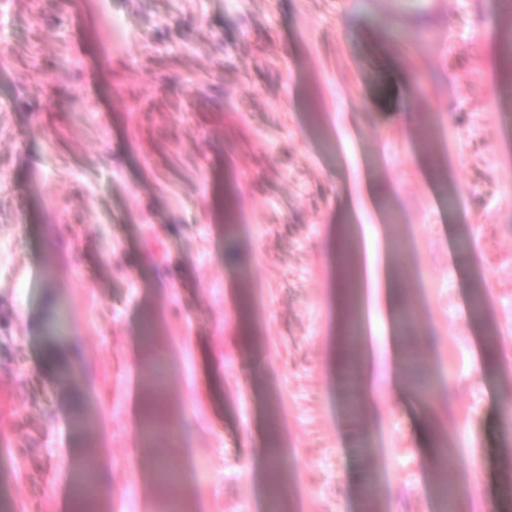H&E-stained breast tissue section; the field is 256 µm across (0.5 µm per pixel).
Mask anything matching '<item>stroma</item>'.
<instances>
[{"label":"stroma","mask_w":512,"mask_h":512,"mask_svg":"<svg viewBox=\"0 0 512 512\" xmlns=\"http://www.w3.org/2000/svg\"><path fill=\"white\" fill-rule=\"evenodd\" d=\"M499 0H0V498L67 512L73 422L107 512H162L140 454L142 326L171 364L193 512H260L283 448L292 512H441L417 430L476 456L469 512H512V109L493 97ZM122 32L114 34L113 20ZM421 89L405 94L399 76ZM436 380L378 423L333 388L331 231L356 173ZM65 314L64 339L50 324ZM75 347L79 376L43 365ZM495 359L480 376L483 348Z\"/></svg>","instance_id":"35a3bbf8"}]
</instances>
